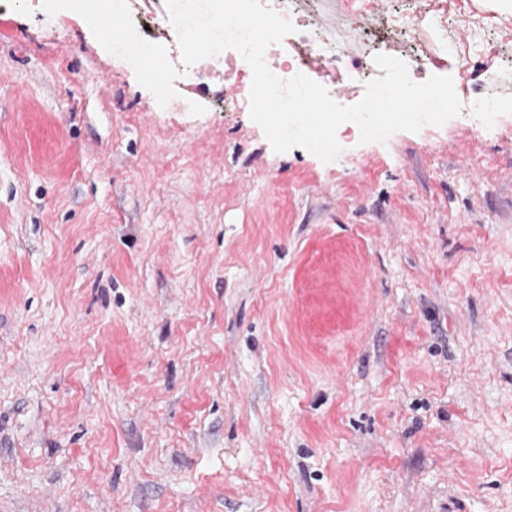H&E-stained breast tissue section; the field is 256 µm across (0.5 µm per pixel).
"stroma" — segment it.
I'll use <instances>...</instances> for the list:
<instances>
[{"instance_id": "35a3bbf8", "label": "stroma", "mask_w": 512, "mask_h": 512, "mask_svg": "<svg viewBox=\"0 0 512 512\" xmlns=\"http://www.w3.org/2000/svg\"><path fill=\"white\" fill-rule=\"evenodd\" d=\"M297 9L344 105L379 54L512 104V0ZM174 87L0 0V512H512V111L325 163Z\"/></svg>"}]
</instances>
